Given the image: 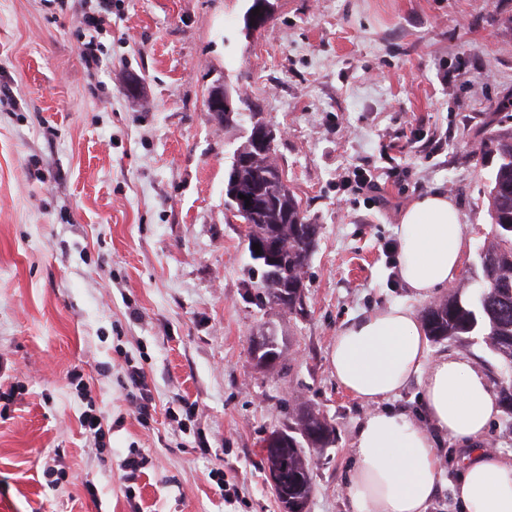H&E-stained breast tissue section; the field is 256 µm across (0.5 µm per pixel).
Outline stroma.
I'll return each mask as SVG.
<instances>
[{
  "label": "stroma",
  "instance_id": "stroma-1",
  "mask_svg": "<svg viewBox=\"0 0 512 512\" xmlns=\"http://www.w3.org/2000/svg\"><path fill=\"white\" fill-rule=\"evenodd\" d=\"M247 8L0 0V512H281L263 442L295 402L337 435L311 455L308 510L349 512L363 409L331 374L338 326L410 302L385 244L423 194L460 212L458 284L479 268L492 167L472 129L512 98V0H278L250 33ZM91 39L93 71L79 51ZM218 84L278 130L275 159L320 227L307 318L248 296L224 189L250 126L214 119ZM362 170L380 197L356 193ZM262 330L282 352L269 371L250 354ZM132 366L154 398L147 417ZM90 409L100 445L80 425ZM134 452L145 463L128 489Z\"/></svg>",
  "mask_w": 512,
  "mask_h": 512
}]
</instances>
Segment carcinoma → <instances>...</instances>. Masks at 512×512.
<instances>
[{"label":"carcinoma","mask_w":512,"mask_h":512,"mask_svg":"<svg viewBox=\"0 0 512 512\" xmlns=\"http://www.w3.org/2000/svg\"><path fill=\"white\" fill-rule=\"evenodd\" d=\"M512 102L503 103L502 116L487 122L481 130V159L496 161L489 196V215L493 231L479 254L480 271L473 282L475 291L463 297V290L427 305L424 324L427 335L435 342L448 340L467 345L472 337H482L484 343L504 360V367L493 385L498 388L502 411L512 415ZM246 162L236 171L225 190V205L238 212L236 218L248 222V251L256 260L253 245L263 250L278 249L283 260L279 287L288 289V314L304 311V267L314 244L305 230L306 217L289 188L269 194L264 208L255 212L239 195L253 197L262 189L266 177L278 171L273 153L261 151L252 135H247L237 149ZM288 437V456L279 466L288 473L280 493L292 499H310L313 485L307 482L312 474L307 459L310 449L328 448L335 442L334 428L321 425L311 413L288 411V425L283 428Z\"/></svg>","instance_id":"1"}]
</instances>
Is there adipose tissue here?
I'll return each instance as SVG.
<instances>
[{
  "label": "adipose tissue",
  "instance_id": "adipose-tissue-1",
  "mask_svg": "<svg viewBox=\"0 0 512 512\" xmlns=\"http://www.w3.org/2000/svg\"><path fill=\"white\" fill-rule=\"evenodd\" d=\"M396 234L399 277L416 301L458 277L466 237L455 203L435 192L403 211ZM337 384L364 408L345 484L351 512H428L443 483L437 439H453L463 463L453 485L460 512H512V456L483 437L500 411L485 372L469 359L431 357L414 310L396 304L340 325L330 355ZM419 387L422 420L391 398Z\"/></svg>",
  "mask_w": 512,
  "mask_h": 512
}]
</instances>
